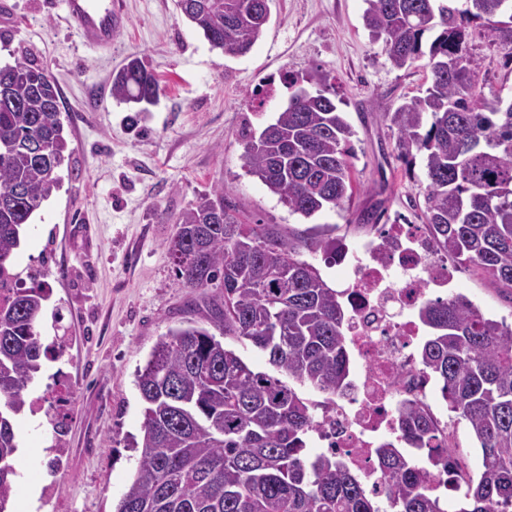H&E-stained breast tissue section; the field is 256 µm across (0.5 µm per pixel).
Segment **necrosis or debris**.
I'll return each mask as SVG.
<instances>
[{
    "label": "necrosis or debris",
    "instance_id": "obj_1",
    "mask_svg": "<svg viewBox=\"0 0 512 512\" xmlns=\"http://www.w3.org/2000/svg\"><path fill=\"white\" fill-rule=\"evenodd\" d=\"M336 280L345 303L351 379L347 391L315 403L316 447L336 452L369 491L384 480L375 451L402 446L400 409L408 403L433 420L440 442L448 423L433 399V379L419 361L425 332L418 310L430 298L451 295L448 259L438 254L418 224H383L336 258Z\"/></svg>",
    "mask_w": 512,
    "mask_h": 512
}]
</instances>
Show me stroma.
<instances>
[{
    "instance_id": "35a3bbf8",
    "label": "stroma",
    "mask_w": 512,
    "mask_h": 512,
    "mask_svg": "<svg viewBox=\"0 0 512 512\" xmlns=\"http://www.w3.org/2000/svg\"><path fill=\"white\" fill-rule=\"evenodd\" d=\"M0 20V65L25 49L60 89L64 131L74 153L61 185L27 225L19 269L50 288L39 331L65 343L27 390L36 414L18 420L16 512H113L135 472L142 402L136 383L160 336L207 309L221 291L196 292L178 280L169 242L180 214L221 187L242 221L277 224L289 236L327 232L351 245L374 222L423 223V165L406 171L388 112L425 89L428 57L397 69L363 26L365 0H271V18L253 49L211 48L173 0H125L128 23L100 54L67 22L58 0H10ZM469 45L486 96L512 98V57L490 53L480 32ZM158 78L149 111L113 98L111 76L130 56ZM323 74L354 136V191L343 207L306 219L290 213L244 167L245 129L261 130L288 101L284 74ZM273 94L253 111L254 88ZM459 293L486 316L512 324V292L482 271L454 267ZM73 393L71 412L50 421L54 376ZM65 454L52 483V444Z\"/></svg>"
}]
</instances>
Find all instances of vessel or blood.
Returning <instances> with one entry per match:
<instances>
[{
    "label": "vessel or blood",
    "mask_w": 512,
    "mask_h": 512,
    "mask_svg": "<svg viewBox=\"0 0 512 512\" xmlns=\"http://www.w3.org/2000/svg\"><path fill=\"white\" fill-rule=\"evenodd\" d=\"M66 20L72 23L96 51L111 49L128 16L123 0H62Z\"/></svg>",
    "instance_id": "b4317fda"
}]
</instances>
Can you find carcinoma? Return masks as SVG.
<instances>
[{"label":"carcinoma","instance_id":"cac0c4a2","mask_svg":"<svg viewBox=\"0 0 512 512\" xmlns=\"http://www.w3.org/2000/svg\"><path fill=\"white\" fill-rule=\"evenodd\" d=\"M179 16L214 49L248 53L269 22L270 0H174ZM364 25L403 68L428 54L431 79L388 113L407 169L424 164V223L441 253L512 289V101L487 98L471 68L473 23L507 50L496 25H512V0H366ZM439 30L428 51L425 32ZM287 107L244 147V166L305 218L343 206L353 193L354 130L320 76L285 74ZM155 75L133 55L112 75V96L143 112L157 103ZM60 94L26 51L0 67V512L15 493V420L52 349L38 330L48 288L26 287L15 264L24 226L60 186L70 161ZM336 255L340 243L298 242L277 224H243L224 189L198 197L169 243L176 275L191 291L222 289L221 303L168 330L137 377L141 449L115 512H382L376 496L334 453L307 448L312 403L295 385L334 396L346 389L345 307L300 249ZM428 336L420 361L448 410L481 451L462 498L443 501L427 473L396 448L375 464L391 512H512V324L482 314L466 296L433 299L418 312ZM248 341L273 372L253 369L204 324ZM404 440L448 455L431 420L407 406Z\"/></svg>","mask_w":512,"mask_h":512}]
</instances>
